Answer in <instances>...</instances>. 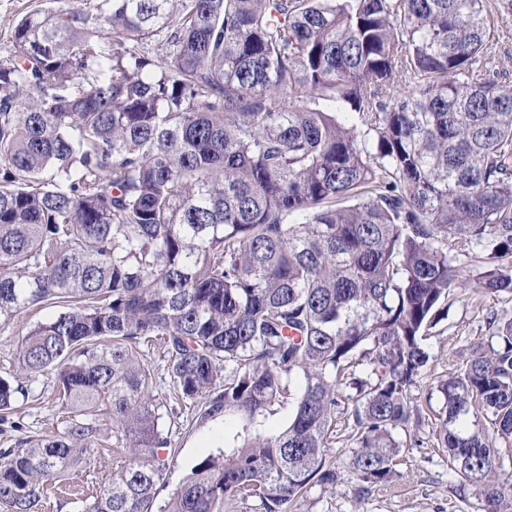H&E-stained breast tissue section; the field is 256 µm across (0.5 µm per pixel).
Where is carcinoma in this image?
I'll list each match as a JSON object with an SVG mask.
<instances>
[{
    "label": "carcinoma",
    "instance_id": "obj_1",
    "mask_svg": "<svg viewBox=\"0 0 512 512\" xmlns=\"http://www.w3.org/2000/svg\"><path fill=\"white\" fill-rule=\"evenodd\" d=\"M49 2L0 56V326L63 311L17 346L0 420L49 376L67 421L0 451V501L39 512L106 430L120 456L86 512H153L164 419L190 404L238 427L158 512H288L312 483L361 500L432 420L457 490L512 512V320L436 381L439 409L415 394L456 246L475 292L512 294L487 0Z\"/></svg>",
    "mask_w": 512,
    "mask_h": 512
}]
</instances>
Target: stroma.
Here are the masks:
<instances>
[{
  "mask_svg": "<svg viewBox=\"0 0 512 512\" xmlns=\"http://www.w3.org/2000/svg\"><path fill=\"white\" fill-rule=\"evenodd\" d=\"M449 308L431 329L426 346L432 356L433 376L456 369L471 343H490L493 334L490 316L512 319V295L487 296L471 289H454L448 298ZM49 305L18 315L8 327L0 329V373L10 367L16 346L31 324L57 314ZM52 384H33L32 391L14 414L12 422L0 421V449L14 445L19 438L48 435L65 426V415L53 402ZM194 412L185 409L175 419L170 434L172 453L158 501H165L176 490L183 477L202 457L209 454L215 440L224 431L223 419L203 427L193 423ZM423 447L402 449L396 469L397 478L377 487L364 499H356L350 487L337 485L323 490L312 485L295 512H481L472 491L455 490V479L448 468V456L436 448L431 426L421 430ZM108 472L98 463L84 464L56 479L44 490L40 512H84Z\"/></svg>",
  "mask_w": 512,
  "mask_h": 512,
  "instance_id": "1",
  "label": "stroma"
}]
</instances>
